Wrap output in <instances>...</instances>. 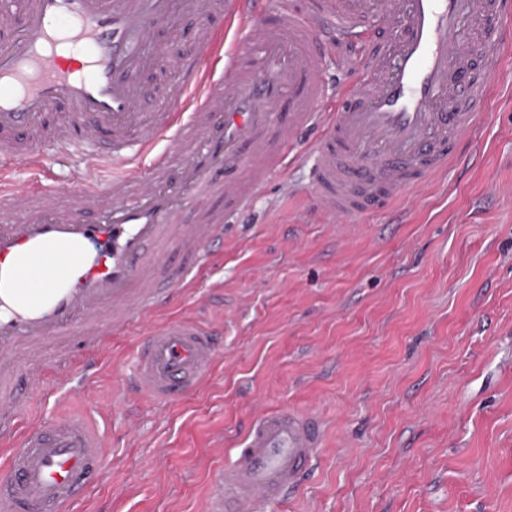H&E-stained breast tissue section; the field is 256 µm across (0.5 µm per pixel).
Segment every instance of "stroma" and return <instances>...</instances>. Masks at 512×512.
I'll use <instances>...</instances> for the list:
<instances>
[{
  "label": "stroma",
  "mask_w": 512,
  "mask_h": 512,
  "mask_svg": "<svg viewBox=\"0 0 512 512\" xmlns=\"http://www.w3.org/2000/svg\"><path fill=\"white\" fill-rule=\"evenodd\" d=\"M474 159L353 224L310 216L288 167L224 227L223 264L171 312L224 325L199 391L119 400L135 338L92 387L107 471L71 512H209L233 443L268 409L325 420L319 464L262 512H512V34ZM50 141L46 185L77 187Z\"/></svg>",
  "instance_id": "35a3bbf8"
}]
</instances>
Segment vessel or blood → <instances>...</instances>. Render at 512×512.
I'll use <instances>...</instances> for the list:
<instances>
[{
    "label": "vessel or blood",
    "instance_id": "vessel-or-blood-1",
    "mask_svg": "<svg viewBox=\"0 0 512 512\" xmlns=\"http://www.w3.org/2000/svg\"><path fill=\"white\" fill-rule=\"evenodd\" d=\"M216 16L191 47L159 59L152 29ZM512 0H0V512H68L105 468L106 436L85 416L29 418L48 379L92 376L112 334L143 323L130 390L168 406L209 380L221 328L166 313L170 285L213 265L225 220L247 210L269 176L303 162L314 208L340 224L390 206L464 161L489 89ZM393 32L352 86L329 92L328 47ZM164 63L176 108L143 111L140 73ZM82 152L81 186H41L40 134ZM171 147L157 150L163 137ZM150 155L141 166L137 153ZM108 187H100L104 169ZM44 260L42 287L29 261ZM80 337L79 361L34 370L46 344ZM325 421L260 413L218 476L212 512H260L314 466Z\"/></svg>",
    "mask_w": 512,
    "mask_h": 512
}]
</instances>
